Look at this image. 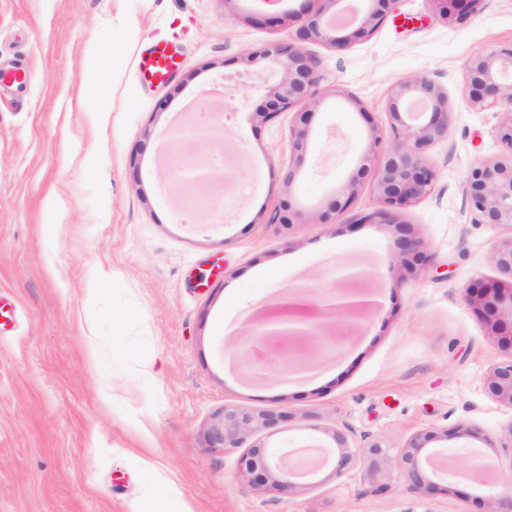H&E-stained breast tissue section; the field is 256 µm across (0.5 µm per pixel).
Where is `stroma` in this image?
Here are the masks:
<instances>
[{"mask_svg": "<svg viewBox=\"0 0 512 512\" xmlns=\"http://www.w3.org/2000/svg\"><path fill=\"white\" fill-rule=\"evenodd\" d=\"M302 0H0V512H483L491 486L467 477L449 490L368 493L361 468L326 465L290 492L242 480V449L210 447L225 408L285 419L248 444L297 451L327 446L338 429L404 446L469 449L512 474V404L488 390L512 358V315L489 320L466 290L512 283L494 251L512 229L479 224L465 177L504 155V108L463 109L465 61L512 44V0L473 15L436 0H397L386 22L342 52L308 44L328 84L296 165V112L257 115L280 74L246 51L292 32ZM278 18L256 25V12ZM169 41L180 65L144 84L137 61ZM113 66L97 70L95 58ZM433 77L447 92L448 134L428 155L438 177L394 224L352 227L375 209L362 185L351 210L325 224L268 223L291 198L320 207L358 169L373 136L389 137L391 88ZM164 111H157L159 100ZM205 161L199 186L175 172ZM293 182H286L288 170ZM56 225L46 237L44 202ZM431 259L403 255L405 231ZM375 272L379 301L343 335L327 334L309 370L244 368L238 335L264 308L303 289L310 306L341 293L340 265ZM465 426L469 437L441 443Z\"/></svg>", "mask_w": 512, "mask_h": 512, "instance_id": "35a3bbf8", "label": "stroma"}]
</instances>
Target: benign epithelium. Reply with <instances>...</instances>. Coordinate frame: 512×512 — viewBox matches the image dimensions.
<instances>
[{
    "instance_id": "1",
    "label": "benign epithelium",
    "mask_w": 512,
    "mask_h": 512,
    "mask_svg": "<svg viewBox=\"0 0 512 512\" xmlns=\"http://www.w3.org/2000/svg\"><path fill=\"white\" fill-rule=\"evenodd\" d=\"M365 4L362 24L352 32L348 25L327 18L320 11L308 7L296 14L297 26L287 38L265 44L249 51L242 58L246 65L257 59L274 63L282 76L269 88L268 98L257 115L271 120L282 112H289L301 104L309 109L301 113V127L292 131L293 151L297 165L305 162L308 150L311 109L321 106L328 97H342L353 103L357 99L337 87H321L324 76L320 61L307 52L309 43H321L334 51H342L357 39L370 36L389 16L396 0H362ZM443 5V13L453 8L461 15L479 10L483 0H436ZM468 95L464 105L468 108L506 106L512 114V47L479 50L464 64ZM388 114L393 142L384 150L369 151L359 163L358 172L371 174L372 192L379 207L371 214L356 220V224L377 222L394 224L397 210L420 200L429 193L437 179V170L428 156L432 143L448 135L453 109L448 95L428 76L407 80L395 86L389 95ZM360 182L351 177L335 193L325 209H304L289 199L268 218L270 224H325L334 216L347 211L359 189ZM466 191L479 224L509 226L512 228V155L494 161L479 160L466 178ZM402 251L413 260L424 264L429 260L426 242L409 234L401 241ZM493 260L505 273L512 275V242L498 248ZM512 305V286L493 289L492 299L484 302L482 313L493 318L498 315L499 304ZM366 303H355L328 314L318 315V320L308 328L272 330L281 314L263 311L253 320L250 334L287 344L286 360L299 367L308 362L305 350L309 343L326 333L335 314L350 318L360 317L367 309ZM489 392L499 400L512 404V359L498 364L491 374ZM286 415L276 411L252 413L226 408L220 423L209 432L212 448H240L249 435L259 429L272 430L284 421ZM335 446H322L320 463L308 466L302 459L284 463L273 458L267 447L251 445L239 460L241 477L255 486L269 491L288 492L298 479L312 476L321 464L335 460L334 471L341 476L347 469L363 462L365 479L370 492L386 493L391 486L379 480L389 467L396 468L419 492L436 494L448 491V477L457 474L436 465L443 448L425 447L426 439L417 436L396 450L380 441L362 446H350L342 432L333 434ZM487 512H512V476L505 488L487 501Z\"/></svg>"
}]
</instances>
